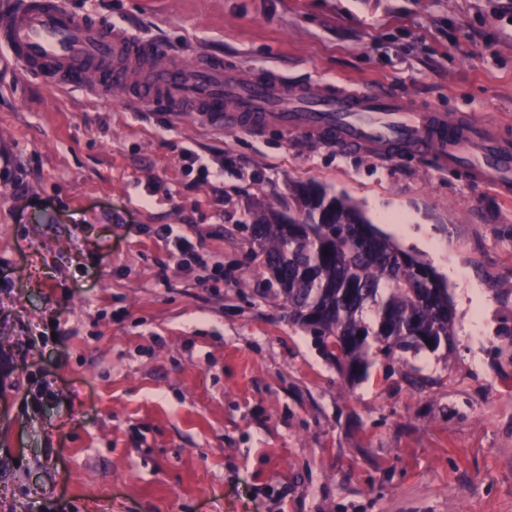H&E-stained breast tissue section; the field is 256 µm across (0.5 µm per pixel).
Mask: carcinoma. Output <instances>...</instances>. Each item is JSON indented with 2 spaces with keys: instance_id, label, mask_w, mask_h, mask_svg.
Here are the masks:
<instances>
[{
  "instance_id": "obj_1",
  "label": "carcinoma",
  "mask_w": 512,
  "mask_h": 512,
  "mask_svg": "<svg viewBox=\"0 0 512 512\" xmlns=\"http://www.w3.org/2000/svg\"><path fill=\"white\" fill-rule=\"evenodd\" d=\"M288 213L270 206L245 225L253 257L288 307L351 378L372 355L437 352L452 345L448 284L402 249L358 206L322 187L298 184Z\"/></svg>"
}]
</instances>
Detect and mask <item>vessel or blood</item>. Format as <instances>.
Instances as JSON below:
<instances>
[{
    "label": "vessel or blood",
    "instance_id": "vessel-or-blood-1",
    "mask_svg": "<svg viewBox=\"0 0 512 512\" xmlns=\"http://www.w3.org/2000/svg\"><path fill=\"white\" fill-rule=\"evenodd\" d=\"M2 49L24 72L57 89L78 86L95 97L118 90L137 106L199 112L227 130L258 134L273 125L348 150L427 155L512 195V141L493 123L476 121L460 131L444 114L385 89L292 86L275 73L246 72L221 58L188 64L163 44L71 13L62 0H5Z\"/></svg>",
    "mask_w": 512,
    "mask_h": 512
}]
</instances>
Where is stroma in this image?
<instances>
[{"label": "stroma", "instance_id": "35a3bbf8", "mask_svg": "<svg viewBox=\"0 0 512 512\" xmlns=\"http://www.w3.org/2000/svg\"><path fill=\"white\" fill-rule=\"evenodd\" d=\"M64 4L189 60L384 87L512 135V0ZM296 183L447 280L450 350L351 381L289 320L243 226ZM0 512H512V199L422 155L228 133L0 69ZM164 235L167 238L174 236V246L180 252L190 254L204 271H208L211 257L206 252H203L204 248L201 245H194L185 237L174 234V229L171 226L164 229Z\"/></svg>", "mask_w": 512, "mask_h": 512}]
</instances>
